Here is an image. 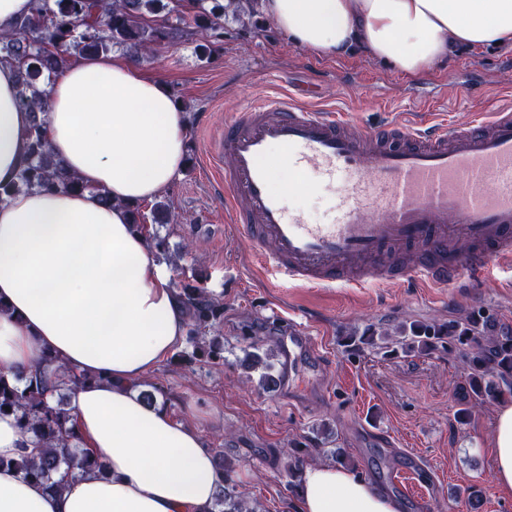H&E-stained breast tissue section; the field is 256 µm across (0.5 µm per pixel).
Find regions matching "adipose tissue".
Masks as SVG:
<instances>
[{"label": "adipose tissue", "mask_w": 512, "mask_h": 512, "mask_svg": "<svg viewBox=\"0 0 512 512\" xmlns=\"http://www.w3.org/2000/svg\"><path fill=\"white\" fill-rule=\"evenodd\" d=\"M291 43L321 55L359 45L403 75L443 61L449 43H512V0H262ZM45 135L82 192L36 188L0 202V373L41 352L88 374L72 399L83 446L105 465L51 491L12 465L28 441L0 415V512H210L224 486L201 433L134 392L181 343L185 312L128 205L167 190L185 164L186 121L170 89L135 62L80 57L48 88ZM31 112L0 63V186L29 161ZM494 483L512 496V402L494 419ZM299 512H399L354 469L306 466Z\"/></svg>", "instance_id": "obj_1"}]
</instances>
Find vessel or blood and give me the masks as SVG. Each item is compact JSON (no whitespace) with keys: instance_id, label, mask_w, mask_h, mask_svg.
<instances>
[{"instance_id":"b4317fda","label":"vessel or blood","mask_w":512,"mask_h":512,"mask_svg":"<svg viewBox=\"0 0 512 512\" xmlns=\"http://www.w3.org/2000/svg\"><path fill=\"white\" fill-rule=\"evenodd\" d=\"M338 192L326 223H309L270 189L269 158ZM223 169L225 216L273 280L302 287L391 282L446 288L464 271L512 269V106L464 125L439 113L414 123L359 125L294 96L247 105L212 149ZM317 354L289 324L284 358Z\"/></svg>"}]
</instances>
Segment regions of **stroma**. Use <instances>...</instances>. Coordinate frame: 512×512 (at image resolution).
<instances>
[{
    "label": "stroma",
    "instance_id": "stroma-1",
    "mask_svg": "<svg viewBox=\"0 0 512 512\" xmlns=\"http://www.w3.org/2000/svg\"><path fill=\"white\" fill-rule=\"evenodd\" d=\"M199 36L159 48L142 61L160 77L187 113L186 165L164 195L176 215L166 227L150 225L165 237L175 262L173 287L193 284L224 305L219 333L220 364H179L167 359L149 375L168 409L197 427L210 451H223L237 464L241 497L262 512H297L289 486L288 451L300 444L327 463L345 449L360 474L389 487L397 469L410 468L427 486V512H469L467 489L483 491L482 512H512L492 479L490 459L495 404L474 409L467 422L457 413L468 388V370L459 352L383 355L349 351L341 336L393 329L403 321L445 323L473 312L493 314L512 325V287L506 280H470L462 288H418L392 283L380 288H270L258 266H247L251 244L224 221V184L208 161L210 141L225 118L264 97L291 91L304 98L314 89L319 105L373 125L385 114L443 112L456 122L491 104H512V70L498 66L512 56V44L492 48L451 46L445 62L419 76L397 74L358 50L320 57L288 42L265 16L248 29L224 19V37L211 55L200 56ZM273 193L311 222L324 220L332 195L303 180L279 161L270 164ZM290 308L313 320L311 331L324 359H303L293 381L265 390L243 380L241 360L254 340L277 347L286 322L274 311Z\"/></svg>",
    "mask_w": 512,
    "mask_h": 512
}]
</instances>
